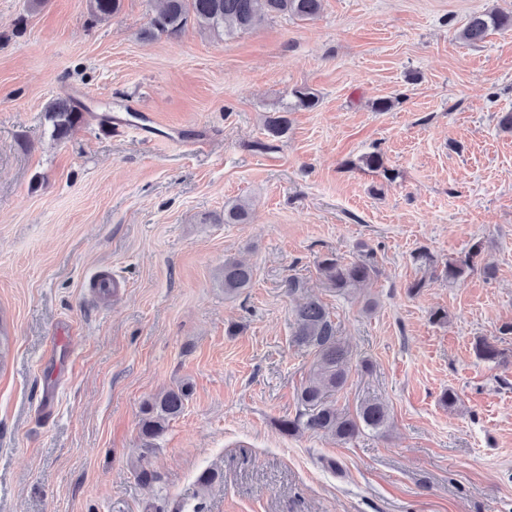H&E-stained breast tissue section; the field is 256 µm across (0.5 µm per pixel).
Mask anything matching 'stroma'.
I'll return each mask as SVG.
<instances>
[{
    "instance_id": "35a3bbf8",
    "label": "stroma",
    "mask_w": 512,
    "mask_h": 512,
    "mask_svg": "<svg viewBox=\"0 0 512 512\" xmlns=\"http://www.w3.org/2000/svg\"><path fill=\"white\" fill-rule=\"evenodd\" d=\"M493 8L512 0H322L148 39L151 0L104 21L87 0H0V512H512V28L458 36ZM296 86L318 107L259 149ZM68 98L89 114L59 142L46 110ZM372 152L393 179L358 167ZM243 197L249 223H225ZM476 244L474 271L442 279ZM366 253L361 293L325 286L323 258ZM228 258L254 270L233 297ZM292 278L351 352L337 407L383 402L386 433L278 431L313 364ZM480 338L508 360L477 359ZM184 385L144 485L142 405Z\"/></svg>"
}]
</instances>
